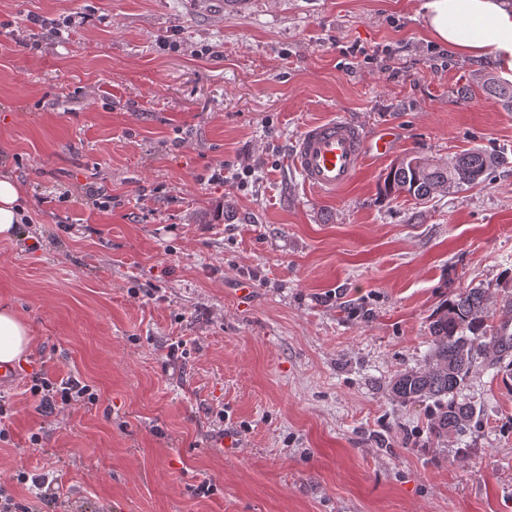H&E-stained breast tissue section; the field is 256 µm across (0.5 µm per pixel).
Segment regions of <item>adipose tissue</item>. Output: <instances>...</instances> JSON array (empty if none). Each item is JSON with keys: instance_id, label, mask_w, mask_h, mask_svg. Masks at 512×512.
Here are the masks:
<instances>
[{"instance_id": "obj_1", "label": "adipose tissue", "mask_w": 512, "mask_h": 512, "mask_svg": "<svg viewBox=\"0 0 512 512\" xmlns=\"http://www.w3.org/2000/svg\"><path fill=\"white\" fill-rule=\"evenodd\" d=\"M423 9L428 33L437 43L512 71V7L504 0H425ZM30 343L22 319L0 308V363L18 361Z\"/></svg>"}]
</instances>
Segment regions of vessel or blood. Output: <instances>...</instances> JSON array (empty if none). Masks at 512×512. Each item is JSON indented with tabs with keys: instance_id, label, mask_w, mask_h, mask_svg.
<instances>
[{
	"instance_id": "vessel-or-blood-1",
	"label": "vessel or blood",
	"mask_w": 512,
	"mask_h": 512,
	"mask_svg": "<svg viewBox=\"0 0 512 512\" xmlns=\"http://www.w3.org/2000/svg\"><path fill=\"white\" fill-rule=\"evenodd\" d=\"M397 143V130H376L340 116L307 125L289 155L291 167L306 187L336 194L355 177L368 158L388 156Z\"/></svg>"
}]
</instances>
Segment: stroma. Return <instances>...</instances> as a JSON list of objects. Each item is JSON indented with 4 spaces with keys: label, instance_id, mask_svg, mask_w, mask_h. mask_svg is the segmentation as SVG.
<instances>
[{
    "label": "stroma",
    "instance_id": "obj_1",
    "mask_svg": "<svg viewBox=\"0 0 512 512\" xmlns=\"http://www.w3.org/2000/svg\"><path fill=\"white\" fill-rule=\"evenodd\" d=\"M423 2L0 0V175L32 218L0 239L31 335L0 478L56 480L48 512H512V378L477 364L461 437L390 389L440 301L512 303L501 70L431 40ZM334 114L400 136L325 198L287 158ZM476 145L505 158L490 183L377 203L392 158ZM34 371L99 401L46 415Z\"/></svg>",
    "mask_w": 512,
    "mask_h": 512
}]
</instances>
